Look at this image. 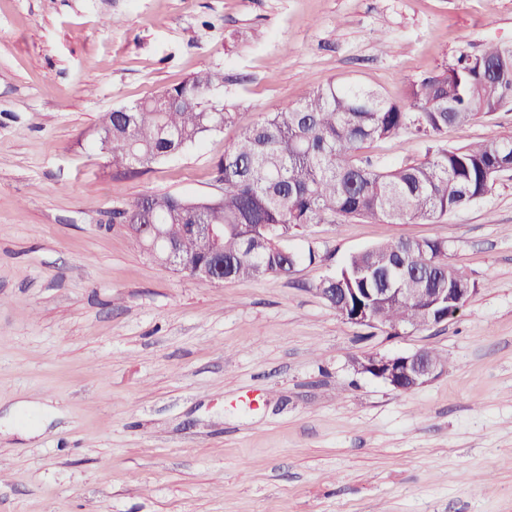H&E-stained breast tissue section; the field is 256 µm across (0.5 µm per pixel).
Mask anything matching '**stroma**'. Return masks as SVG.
Returning a JSON list of instances; mask_svg holds the SVG:
<instances>
[{"mask_svg":"<svg viewBox=\"0 0 512 512\" xmlns=\"http://www.w3.org/2000/svg\"><path fill=\"white\" fill-rule=\"evenodd\" d=\"M512 44V0H0V512H512V172L430 221L313 224L318 262L223 283L135 249L152 193L219 198L244 122L354 81L393 101ZM219 68L243 119L143 173L99 147L104 113ZM512 138V108L379 166ZM440 240L475 291L399 335L346 321L320 282L352 253ZM433 349L407 392L358 360Z\"/></svg>","mask_w":512,"mask_h":512,"instance_id":"obj_1","label":"stroma"}]
</instances>
